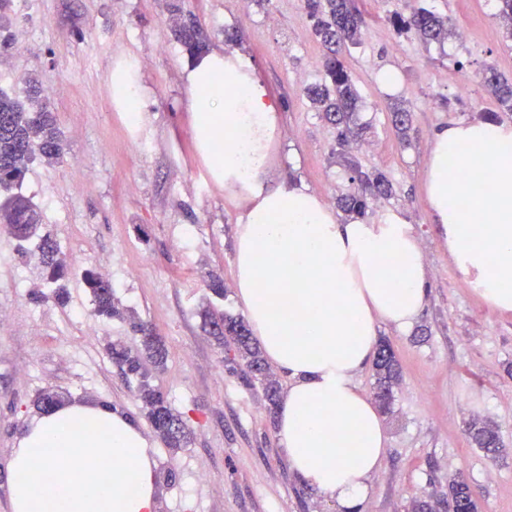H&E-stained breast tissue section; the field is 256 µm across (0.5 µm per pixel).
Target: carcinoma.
Masks as SVG:
<instances>
[{
  "instance_id": "cac0c4a2",
  "label": "carcinoma",
  "mask_w": 512,
  "mask_h": 512,
  "mask_svg": "<svg viewBox=\"0 0 512 512\" xmlns=\"http://www.w3.org/2000/svg\"><path fill=\"white\" fill-rule=\"evenodd\" d=\"M497 17L512 38V0H498ZM308 17L313 21V32L323 50V78L305 89L306 97L320 118L336 129V156L349 174L353 189L340 196L339 208L348 216L363 218L368 213L369 202L374 198L392 195V183L380 172H365L348 151L350 142L359 135L354 116L359 111V90L347 72L342 56L347 48L359 43L362 20L353 0H304ZM393 24L403 32H412L425 43H442L452 35V25L447 17L425 7L414 9L405 15H392ZM174 35L190 57L207 50L206 37L195 23L175 25ZM481 81L506 110L512 111V81L502 77L494 68H487ZM41 90L37 81H28L26 102L0 92V190L7 197L0 201V226L16 238L25 236L27 226L40 224L43 215L28 196L18 192L29 171V153H41L49 165L61 156V131L49 110L40 101ZM392 125L405 139L412 115L408 108L394 104L390 107ZM40 262L43 264L48 283L54 286L53 297L64 296L65 278L63 262L58 259L57 249L46 237L37 243ZM92 295L94 312L110 318L120 314L112 282L91 271L84 274ZM132 328L140 334L139 348L131 350L117 342L110 348L112 361L126 374L139 378L137 395L150 426L167 448L175 452L187 447L190 431L183 428L172 430L170 423L180 415L175 413L163 391L147 379L144 363L149 361L160 366L165 361V347L148 324L130 316ZM210 324L217 340L227 351L234 352L231 362L242 360L248 369L250 385L262 387L269 410L277 409L280 386L270 372L259 346L250 331L243 329L241 317L227 314L210 316ZM375 390L386 398L384 409H390L393 385L397 379V360L393 354L375 362ZM472 438L480 448H491L498 440L497 431L482 426L473 427ZM450 501L460 512H478L473 493L463 482L452 483Z\"/></svg>"
}]
</instances>
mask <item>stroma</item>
I'll list each match as a JSON object with an SVG mask.
<instances>
[{"label": "stroma", "instance_id": "1", "mask_svg": "<svg viewBox=\"0 0 512 512\" xmlns=\"http://www.w3.org/2000/svg\"><path fill=\"white\" fill-rule=\"evenodd\" d=\"M407 0H356L362 38L344 54L368 126L354 143L364 170L392 180L391 199L370 204L367 221L391 211L408 224L429 270L428 303L405 331L377 327L398 360L389 443L361 512H415L436 504L453 481L467 483L478 512H512V313L487 306L455 267L427 206L431 140L449 122L512 125L479 75L494 67L512 80V39L496 18L497 0H423L447 16L444 43L397 34L389 21ZM171 0H14L10 34L27 32L26 52L0 50V90L18 96L25 79L47 90L63 133L58 163L34 161L21 191L43 214V232L69 264L67 297L50 299L32 242L0 234V512H13L8 464L37 413L40 391L65 402L109 403L148 428L135 380L109 355L112 342L137 347L128 319L93 313L83 269L108 272L117 298L165 342L153 381L192 431L187 448H156L163 475L160 512H336L288 467L274 418L243 367H229L209 334L208 311L242 315L234 286L237 226L246 195L218 182L192 136L188 57L173 36ZM208 49L249 73L257 97L273 103L276 132L266 148L265 183H295L328 208L351 188L337 161L335 131L310 107L306 86L322 77V47L303 0H184ZM138 64L144 89L139 127L130 130L111 89L114 69ZM397 73L395 83L383 71ZM63 85L60 95L50 94ZM412 113L399 140L389 107ZM224 282L223 296L208 287ZM495 426L500 451L471 440L469 425ZM206 465L207 480L198 467Z\"/></svg>", "mask_w": 512, "mask_h": 512}]
</instances>
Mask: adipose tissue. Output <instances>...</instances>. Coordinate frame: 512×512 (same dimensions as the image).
Returning <instances> with one entry per match:
<instances>
[{"label":"adipose tissue","instance_id":"1","mask_svg":"<svg viewBox=\"0 0 512 512\" xmlns=\"http://www.w3.org/2000/svg\"><path fill=\"white\" fill-rule=\"evenodd\" d=\"M212 52L187 70L193 137L219 181L253 204L239 225L234 282L269 363L286 377L276 438L309 487L358 512L388 436L356 384L376 347V326L405 330L427 304L429 275L410 224L338 222L306 188L264 184L277 116L244 93L237 71ZM492 172L488 192L461 207L470 156ZM448 253L482 300L512 312V126L457 123L437 129L426 183ZM14 512H156L154 449L141 427L103 402L38 414L9 463Z\"/></svg>","mask_w":512,"mask_h":512}]
</instances>
